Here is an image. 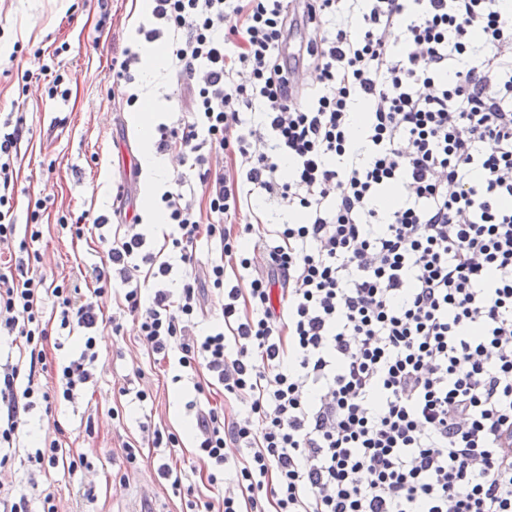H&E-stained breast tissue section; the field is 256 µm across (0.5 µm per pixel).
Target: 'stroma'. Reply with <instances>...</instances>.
<instances>
[{
    "label": "stroma",
    "mask_w": 512,
    "mask_h": 512,
    "mask_svg": "<svg viewBox=\"0 0 512 512\" xmlns=\"http://www.w3.org/2000/svg\"><path fill=\"white\" fill-rule=\"evenodd\" d=\"M139 0H0V120L21 121L26 134L17 148L14 172L23 192L13 205L17 238L26 235L29 200L44 199L38 222L42 235L29 248L40 257L39 270L88 289L92 267L107 258L117 219L119 196L142 202L148 182L164 192L175 164L164 159L160 173L143 172L131 181V167L141 160L140 135L122 89L112 84V61L122 49L142 43L148 22ZM67 51H60V44ZM62 75L68 96H49L53 75ZM138 94L159 102L155 123L173 124L181 91L167 71L146 79L132 71ZM87 214L103 218L79 239L61 230V217ZM144 249L155 262L172 263L166 279L177 288L183 267L171 251L175 228L143 221ZM138 322L125 317L120 335L99 331L95 375L74 402L53 410L38 404L16 441L11 467L0 471V488L26 492L32 512H42L41 490L54 496L58 512H74L77 491H92L85 512H133L149 503L155 512H203L204 502H218L223 485H210L207 463L196 457L189 425L208 407H224V390L213 385L196 390L199 377L178 363L177 355L160 360L138 338ZM148 397L138 401L137 390ZM179 434L176 448L155 446L154 429ZM59 436L63 447L86 454V468L57 469L50 476L33 473L26 454L32 438ZM136 462H128V452ZM168 463L182 471V489L173 492L158 468Z\"/></svg>",
    "instance_id": "35a3bbf8"
}]
</instances>
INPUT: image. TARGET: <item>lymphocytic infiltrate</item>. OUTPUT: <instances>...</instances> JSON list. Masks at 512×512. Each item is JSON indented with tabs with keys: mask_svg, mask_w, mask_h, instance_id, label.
Segmentation results:
<instances>
[{
	"mask_svg": "<svg viewBox=\"0 0 512 512\" xmlns=\"http://www.w3.org/2000/svg\"><path fill=\"white\" fill-rule=\"evenodd\" d=\"M151 18L144 40L168 38L189 95L156 149L197 168L208 203L181 173L160 198L182 287L143 297L138 215L89 296L39 273L29 241L9 250L0 335L25 359L0 363V469L36 402L73 401L91 381L98 299L117 282L153 354L180 349V366L245 408L196 420L209 482L235 473L223 512H512V10L151 0ZM256 104L262 125L245 127ZM23 136L19 123L0 133L1 243L15 237ZM270 198L294 222L238 223ZM203 235L222 259L200 271ZM230 262L248 290L225 287ZM208 286L224 293V324L197 336ZM48 301L59 328L81 333L76 358L48 359Z\"/></svg>",
	"mask_w": 512,
	"mask_h": 512,
	"instance_id": "obj_1",
	"label": "lymphocytic infiltrate"
}]
</instances>
